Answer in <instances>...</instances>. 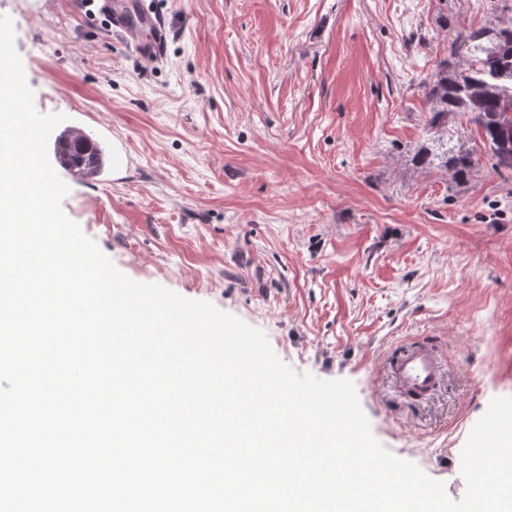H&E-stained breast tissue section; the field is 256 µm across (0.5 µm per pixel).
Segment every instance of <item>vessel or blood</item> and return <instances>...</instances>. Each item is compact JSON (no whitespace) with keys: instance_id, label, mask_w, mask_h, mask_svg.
Returning a JSON list of instances; mask_svg holds the SVG:
<instances>
[{"instance_id":"b4317fda","label":"vessel or blood","mask_w":512,"mask_h":512,"mask_svg":"<svg viewBox=\"0 0 512 512\" xmlns=\"http://www.w3.org/2000/svg\"><path fill=\"white\" fill-rule=\"evenodd\" d=\"M113 32L119 34L143 58L163 59L167 45V26L162 14L145 10L141 0H103ZM396 380L405 392L423 396L438 384L439 367L433 350L413 347L393 365Z\"/></svg>"}]
</instances>
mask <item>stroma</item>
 Masks as SVG:
<instances>
[{
    "label": "stroma",
    "instance_id": "obj_1",
    "mask_svg": "<svg viewBox=\"0 0 512 512\" xmlns=\"http://www.w3.org/2000/svg\"><path fill=\"white\" fill-rule=\"evenodd\" d=\"M171 31L140 59L80 0H0L36 109L130 164L65 167V215L133 281L212 303L300 373L346 379L375 438L460 500L461 454L512 397V169L466 117L428 124L457 35L512 25V0H145ZM470 151L452 182L418 154ZM428 344L426 400L390 364Z\"/></svg>",
    "mask_w": 512,
    "mask_h": 512
}]
</instances>
